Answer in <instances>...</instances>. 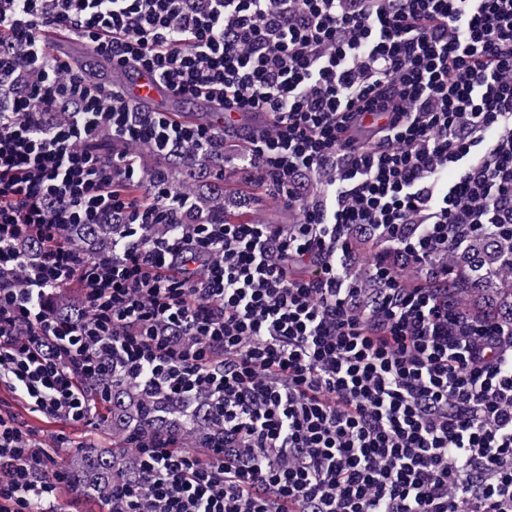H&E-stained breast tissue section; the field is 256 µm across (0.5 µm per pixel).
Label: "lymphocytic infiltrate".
<instances>
[{
    "label": "lymphocytic infiltrate",
    "instance_id": "f902f5d3",
    "mask_svg": "<svg viewBox=\"0 0 512 512\" xmlns=\"http://www.w3.org/2000/svg\"><path fill=\"white\" fill-rule=\"evenodd\" d=\"M54 29L174 94L266 114L245 136L290 227L179 222L164 182L131 191L130 144L167 160L232 123L144 112L52 56ZM368 112L373 141L350 131ZM335 172L336 195L310 173ZM455 177L438 187L446 170ZM119 227L81 253L72 224ZM512 224V0H0V381L32 411L96 416L83 385L120 367L207 393L218 448L137 444L113 512H512V323L448 302L437 253ZM379 229L417 272L375 259ZM76 287L78 318L50 303ZM0 415V512H68V473Z\"/></svg>",
    "mask_w": 512,
    "mask_h": 512
}]
</instances>
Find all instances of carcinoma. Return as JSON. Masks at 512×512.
Listing matches in <instances>:
<instances>
[{"instance_id": "carcinoma-1", "label": "carcinoma", "mask_w": 512, "mask_h": 512, "mask_svg": "<svg viewBox=\"0 0 512 512\" xmlns=\"http://www.w3.org/2000/svg\"><path fill=\"white\" fill-rule=\"evenodd\" d=\"M220 157L211 153L188 151L169 160L164 180L191 195L196 213L207 221L228 217L224 208V180L217 177ZM118 232L114 224H79L67 234L74 246L110 249ZM438 264L448 273V302L473 317L496 318L512 322V234L497 237L476 235L462 245L448 249ZM86 397L96 405L100 390L110 392L106 422L120 438L133 435L149 443L168 440L181 447L208 448L224 440V428L211 415V401L205 394L195 398L194 416H186L178 403L159 398L142 387L128 385L120 373L104 383L84 385ZM136 471L126 450L80 447L67 466L71 491L112 510V489L128 480Z\"/></svg>"}]
</instances>
